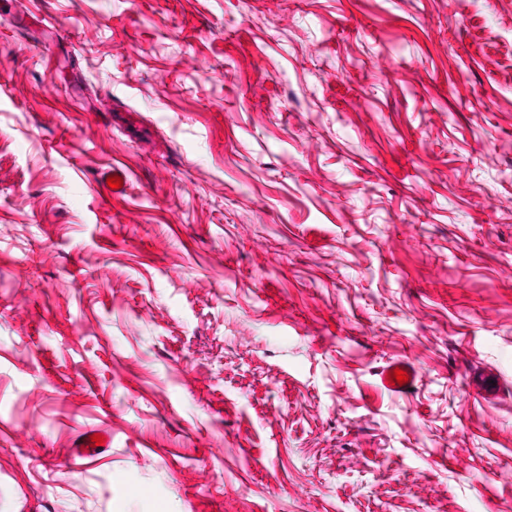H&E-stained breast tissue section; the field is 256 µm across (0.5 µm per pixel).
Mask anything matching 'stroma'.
Listing matches in <instances>:
<instances>
[{
	"mask_svg": "<svg viewBox=\"0 0 512 512\" xmlns=\"http://www.w3.org/2000/svg\"><path fill=\"white\" fill-rule=\"evenodd\" d=\"M14 2L0 512H512V0ZM394 369L406 372L408 375V381L403 384L397 383L395 378H393ZM418 374V370L414 365L408 361L400 360L386 366L381 371L380 377L381 383L386 390L394 394H403L412 388L418 377ZM93 435L102 437V445H96V442H91ZM112 443V436L102 429H90L83 432L76 445L78 457H95L103 448H109Z\"/></svg>",
	"mask_w": 512,
	"mask_h": 512,
	"instance_id": "35a3bbf8",
	"label": "stroma"
}]
</instances>
